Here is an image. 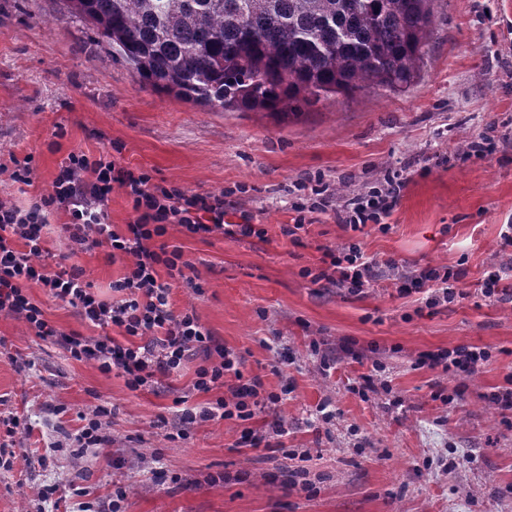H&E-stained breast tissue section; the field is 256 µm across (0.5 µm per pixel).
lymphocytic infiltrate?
<instances>
[{"instance_id":"1","label":"lymphocytic infiltrate","mask_w":512,"mask_h":512,"mask_svg":"<svg viewBox=\"0 0 512 512\" xmlns=\"http://www.w3.org/2000/svg\"><path fill=\"white\" fill-rule=\"evenodd\" d=\"M407 181L404 174H385L377 186L354 195L333 210L337 223L352 230L380 223L394 209ZM123 189L134 218L118 231L110 224L105 204L114 188ZM234 201L226 193L198 194L166 181L155 180L144 169L120 165L110 151L70 152L59 165L50 193L36 197L21 208L0 199V315L22 321L34 336L56 343L72 360L94 365L100 372H118L130 391L158 385L162 378L181 369L189 356L201 362L191 384L198 393L216 397L200 411L183 410L181 420L190 425L199 420L222 419L241 424L240 441L260 447L247 423L257 407L276 403V394L263 390L260 377L244 376V360L224 347L200 320L194 309L177 312L171 307L174 285L185 284L194 292L203 286L188 276L190 267L180 245L168 239L171 226L188 236L220 233L227 237L265 238L262 225L249 215L230 220ZM66 211L67 224L60 232L71 252L106 248L109 259H122L125 271L111 283L119 300L99 298L84 269L68 263L66 255H52L46 246L50 216ZM323 270L313 282L343 288H362L377 275L361 245L348 241L323 247ZM76 310L79 317L101 328L100 336L66 331L48 320L34 291ZM487 348L458 345L422 354L418 365L445 373H473L488 360ZM233 384H226V377ZM111 410L97 408L84 417L68 448L79 458L91 448H108Z\"/></svg>"}]
</instances>
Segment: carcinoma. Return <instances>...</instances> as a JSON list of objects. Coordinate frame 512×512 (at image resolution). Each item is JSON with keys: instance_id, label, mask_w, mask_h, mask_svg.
I'll return each mask as SVG.
<instances>
[{"instance_id": "carcinoma-1", "label": "carcinoma", "mask_w": 512, "mask_h": 512, "mask_svg": "<svg viewBox=\"0 0 512 512\" xmlns=\"http://www.w3.org/2000/svg\"><path fill=\"white\" fill-rule=\"evenodd\" d=\"M158 93L279 121L300 102L413 81L433 0H66Z\"/></svg>"}]
</instances>
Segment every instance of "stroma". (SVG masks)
<instances>
[{
  "label": "stroma",
  "instance_id": "stroma-1",
  "mask_svg": "<svg viewBox=\"0 0 512 512\" xmlns=\"http://www.w3.org/2000/svg\"><path fill=\"white\" fill-rule=\"evenodd\" d=\"M432 12L405 91L366 88L279 123L140 85L63 0H0V165L29 156L34 166L24 190L0 172V198L26 205L50 192L69 152L110 148L121 165L192 193L245 186L237 200L265 239H201L171 227L203 285L199 294L173 289L171 302L194 308L244 355L247 374L282 396L249 422L265 446H238L239 428L221 419L172 441L178 400L195 411L210 400L189 390L197 360L133 392L2 315L0 415L26 417L13 444L29 460L0 470V512H80L117 484L128 489L125 512H512V427L488 399L512 377V276L500 283L506 299L481 294L485 272L508 257L500 233L512 224V0H433ZM482 133L494 154L454 160ZM443 154L448 164H438ZM388 167L409 178L388 231L355 232L328 212L307 225L303 246L281 234L297 182L323 179L344 198ZM351 238L382 266L361 293L304 276L322 247ZM73 261L111 298L123 261L102 248ZM422 267L464 270L453 302L427 306L429 286L400 292L399 274ZM314 339L326 341L329 368L311 353ZM458 345L491 356L463 377L417 367L421 354ZM375 360L390 391L365 400L352 387ZM100 404L112 410L111 457L56 451L81 427L80 413ZM77 465L86 470L80 495L67 485ZM161 470L179 482L160 481Z\"/></svg>",
  "mask_w": 512,
  "mask_h": 512
}]
</instances>
